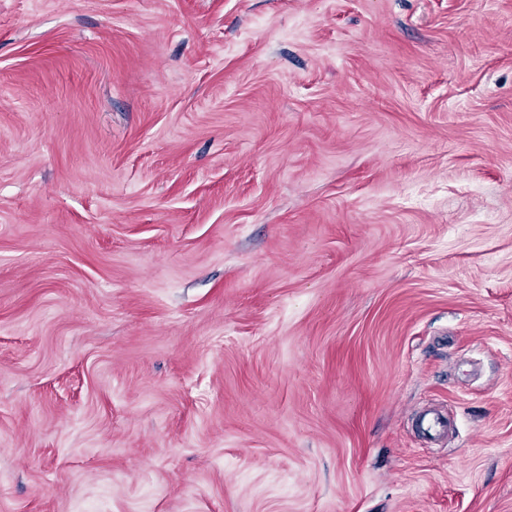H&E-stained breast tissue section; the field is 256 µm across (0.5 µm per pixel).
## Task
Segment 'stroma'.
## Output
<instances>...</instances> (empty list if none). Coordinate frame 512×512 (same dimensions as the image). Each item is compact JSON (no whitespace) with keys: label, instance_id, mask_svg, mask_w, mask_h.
Returning <instances> with one entry per match:
<instances>
[{"label":"stroma","instance_id":"obj_1","mask_svg":"<svg viewBox=\"0 0 512 512\" xmlns=\"http://www.w3.org/2000/svg\"><path fill=\"white\" fill-rule=\"evenodd\" d=\"M0 512H512V0H0Z\"/></svg>","mask_w":512,"mask_h":512}]
</instances>
